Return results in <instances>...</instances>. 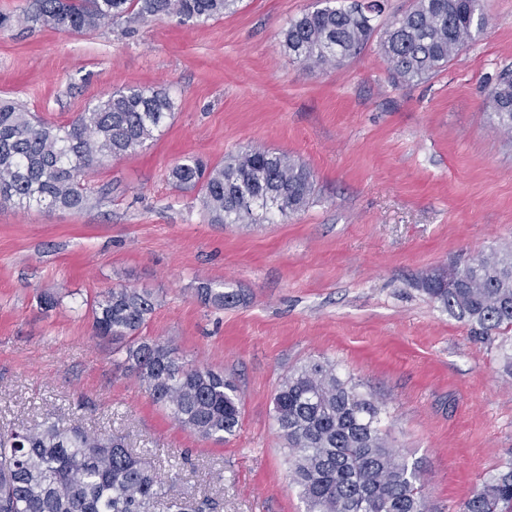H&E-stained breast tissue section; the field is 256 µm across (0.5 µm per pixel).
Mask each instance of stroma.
Returning <instances> with one entry per match:
<instances>
[{"mask_svg": "<svg viewBox=\"0 0 512 512\" xmlns=\"http://www.w3.org/2000/svg\"><path fill=\"white\" fill-rule=\"evenodd\" d=\"M482 4L485 33L411 84L375 42L337 67L288 56L282 31L318 0H241L205 23L0 30V97L49 122L123 87L162 85L176 103L159 137L86 178L85 208L0 205V432L76 424L122 438L169 498L305 512L273 396L290 370L328 361L381 403L391 445L425 474L429 512H459L512 464V333L476 337L416 283L512 247V137L489 108L512 69V0ZM248 147L310 169L312 202L271 224H212L168 178L184 157ZM207 281L242 303L203 305ZM120 285L157 299L141 336L235 379L229 442L184 430L95 336L91 305ZM47 294L56 307L41 306Z\"/></svg>", "mask_w": 512, "mask_h": 512, "instance_id": "1", "label": "stroma"}]
</instances>
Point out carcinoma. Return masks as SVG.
Listing matches in <instances>:
<instances>
[{
	"label": "carcinoma",
	"instance_id": "obj_1",
	"mask_svg": "<svg viewBox=\"0 0 512 512\" xmlns=\"http://www.w3.org/2000/svg\"><path fill=\"white\" fill-rule=\"evenodd\" d=\"M239 0H31L18 14L0 13V29L40 24L82 33L124 18L175 15L200 23L231 12ZM385 0H325L289 20L281 46L309 68L338 66L360 53L376 32L392 75L412 83L448 65L484 33L481 0H415L400 16L383 18ZM490 108L512 133V70L495 78ZM165 87H127L65 125L43 121L16 101L0 99V204L79 210L87 201L83 178L114 157L129 155L162 132L174 117ZM172 183L196 189L212 224L270 221L304 209L311 172L283 154L253 147L208 165L186 157ZM454 286L444 287L446 280ZM417 287L441 309L486 337L512 331V249L435 269ZM206 306L240 302L211 282L197 287ZM146 290L110 289L91 310L96 335L125 344L127 368L154 402L185 430L205 440L229 441L240 427L235 380L192 365L168 345L139 331L155 309ZM274 419L288 445L290 484L307 512H426L425 477L400 455L380 428L381 406L336 365L314 362L288 373L273 398ZM166 491L156 472L119 437L89 434L48 422L0 433V512H152ZM460 512H512V464L485 480Z\"/></svg>",
	"mask_w": 512,
	"mask_h": 512
}]
</instances>
